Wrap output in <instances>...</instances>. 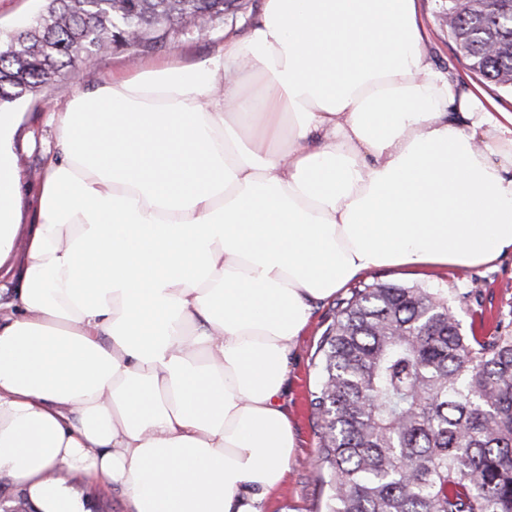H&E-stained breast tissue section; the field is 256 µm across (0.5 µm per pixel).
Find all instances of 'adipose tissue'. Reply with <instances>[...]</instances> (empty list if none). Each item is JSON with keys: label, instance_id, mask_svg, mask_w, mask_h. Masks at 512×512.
<instances>
[{"label": "adipose tissue", "instance_id": "adipose-tissue-1", "mask_svg": "<svg viewBox=\"0 0 512 512\" xmlns=\"http://www.w3.org/2000/svg\"><path fill=\"white\" fill-rule=\"evenodd\" d=\"M425 39L418 0H264L218 56L52 113L27 226L0 103V478L33 512H92L99 482L131 512H267L314 304L512 254V112Z\"/></svg>", "mask_w": 512, "mask_h": 512}]
</instances>
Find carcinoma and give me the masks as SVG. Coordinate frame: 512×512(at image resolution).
I'll return each instance as SVG.
<instances>
[{"label":"carcinoma","mask_w":512,"mask_h":512,"mask_svg":"<svg viewBox=\"0 0 512 512\" xmlns=\"http://www.w3.org/2000/svg\"><path fill=\"white\" fill-rule=\"evenodd\" d=\"M232 0H46L0 46V101L33 95L86 55L165 46ZM441 8L467 66L512 88V15ZM442 289L363 282L317 346L311 405L323 512H512V319L466 336Z\"/></svg>","instance_id":"cac0c4a2"}]
</instances>
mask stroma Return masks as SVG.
Masks as SVG:
<instances>
[{
    "label": "stroma",
    "instance_id": "obj_1",
    "mask_svg": "<svg viewBox=\"0 0 512 512\" xmlns=\"http://www.w3.org/2000/svg\"><path fill=\"white\" fill-rule=\"evenodd\" d=\"M419 5L428 32L426 48L432 62L458 73L493 102L512 111V93L478 80L457 56L447 37L448 27L444 15L439 12V0H419ZM262 8L263 0H235L226 10L224 20L206 24L201 31L192 30L175 46L135 57L125 50L103 54L96 59L91 71L73 69L38 94L16 100L21 130L17 155L25 175L24 212H31L34 203L32 186L39 173L43 172L48 158L58 151L51 113L62 109L74 94L94 88L112 74L145 64L176 62L190 65L207 60L222 50L225 35L246 36L260 18ZM371 276L404 286L447 290L448 299L466 335L479 330L482 318L494 316L502 310L512 311V255L489 266L460 271L382 268L372 271ZM349 294V288L345 287L339 290L337 298H345ZM337 298L315 304L298 345L289 355L288 415L297 433L298 446L288 463V480L271 499L268 512H321L323 508L325 493L314 465L318 437L310 407V393L316 384L313 356L323 331L334 317Z\"/></svg>",
    "mask_w": 512,
    "mask_h": 512
}]
</instances>
